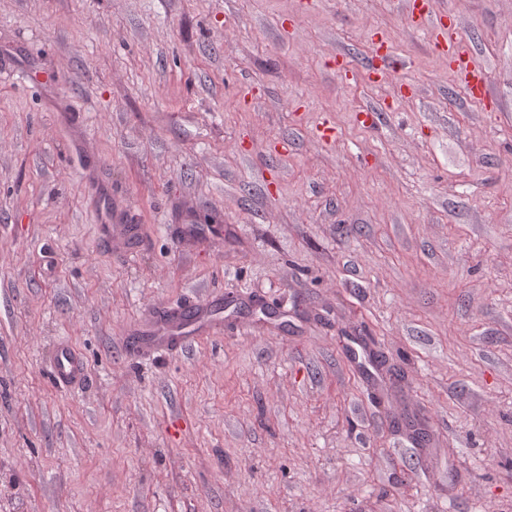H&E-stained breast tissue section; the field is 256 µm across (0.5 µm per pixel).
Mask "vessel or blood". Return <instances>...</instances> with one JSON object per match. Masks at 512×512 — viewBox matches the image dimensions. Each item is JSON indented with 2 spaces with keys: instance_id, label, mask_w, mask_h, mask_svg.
<instances>
[{
  "instance_id": "obj_1",
  "label": "vessel or blood",
  "mask_w": 512,
  "mask_h": 512,
  "mask_svg": "<svg viewBox=\"0 0 512 512\" xmlns=\"http://www.w3.org/2000/svg\"><path fill=\"white\" fill-rule=\"evenodd\" d=\"M406 14L411 26L426 29L433 49L448 61L467 95L482 100L486 72L472 55L467 38L456 21L446 23L435 18L433 0H406ZM224 298L216 295L177 308L161 307L148 321L149 335L140 344L144 350L175 351L183 348L194 336L224 329ZM54 379L63 385L80 381L85 364L70 345H58L51 358Z\"/></svg>"
}]
</instances>
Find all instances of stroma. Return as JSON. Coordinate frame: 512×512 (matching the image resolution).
Returning <instances> with one entry per match:
<instances>
[{
  "label": "stroma",
  "mask_w": 512,
  "mask_h": 512,
  "mask_svg": "<svg viewBox=\"0 0 512 512\" xmlns=\"http://www.w3.org/2000/svg\"><path fill=\"white\" fill-rule=\"evenodd\" d=\"M434 10L486 99L403 0H0V512H512V0ZM406 14L412 27L425 28L433 49L448 60V68L456 75L471 100H482L486 86L485 69L472 55L467 38L458 23L448 17V24L435 20L432 0H407ZM383 49H385V53H381ZM373 53L370 64L366 69V74L372 82L376 83L384 76L385 71L390 64L388 61L390 55L387 47L385 46V42L383 41L376 45ZM224 295L208 296L206 299L184 304L177 308L161 307L148 320L151 336L138 345L141 350L176 351L192 338H202L211 332L224 330ZM191 315L186 324L184 317ZM51 369L54 379L63 385L80 381L86 372V367L79 353L67 344H59L51 358Z\"/></svg>",
  "instance_id": "1"
}]
</instances>
